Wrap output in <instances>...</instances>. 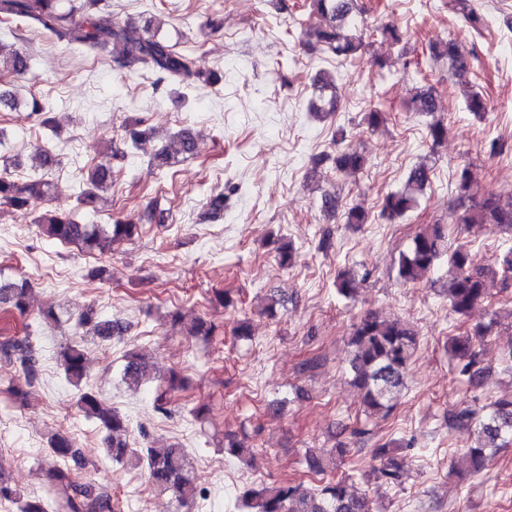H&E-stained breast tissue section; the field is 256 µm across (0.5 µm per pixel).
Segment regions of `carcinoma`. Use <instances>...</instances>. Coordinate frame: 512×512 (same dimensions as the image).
Segmentation results:
<instances>
[{
	"label": "carcinoma",
	"instance_id": "carcinoma-1",
	"mask_svg": "<svg viewBox=\"0 0 512 512\" xmlns=\"http://www.w3.org/2000/svg\"><path fill=\"white\" fill-rule=\"evenodd\" d=\"M103 0H0V21H14L25 28H38L49 32L58 42L86 56H95L107 45L121 47L120 64L129 71L147 70L155 76V84L176 82L191 88L201 80L215 84L221 77L210 71L197 69L195 58L176 49L159 36V29L147 23H114L106 11L99 8ZM311 13L318 22L304 27L303 34L309 45L321 46L330 56L343 62L361 55L366 47L365 35L352 26L355 0H309ZM437 57L448 59L457 73L465 72L473 56L460 50L453 42L441 43L432 48ZM30 70L29 57L20 49L0 41V78L12 75L25 77ZM314 91L323 102L314 106L317 114L337 109L336 81L329 72H320L314 78ZM11 110L23 109L25 118L44 130L53 129L51 112L42 100L33 95L20 103L10 92L0 90V106ZM411 111L432 115L438 111L435 96L430 91L419 92L411 101ZM367 128L376 131L387 122V113L373 106L364 113ZM195 139L188 130L175 135L170 144L159 148L150 161L157 169L170 167L180 156L193 154ZM118 152L112 151L88 169L84 187L78 195L79 205L95 208L99 193L112 187V160ZM318 166L332 161L337 173L355 175L366 164L364 153L344 147L335 155L323 153L312 157ZM430 184V168L418 164L409 171L403 187L387 194L380 205L377 218L393 220L411 212L424 196ZM51 184L42 176H0V205L16 209H30L49 197ZM471 173L469 166L459 169L457 204L451 211L455 224L477 227L483 224H499L512 232V201H504L498 195L487 193L481 197L470 194ZM224 193L210 194L206 199L205 215L217 218L224 214ZM40 232L64 244H74L88 253H102L119 240H131L139 234L136 224L117 220L112 224H81L69 216L49 211L36 218ZM448 259V280L444 285L451 310L467 315L476 305L486 301L487 287L501 281L508 288L512 280V250L502 260L483 267L472 265L468 250L458 246L448 250V231L442 224H429L418 232L408 249L399 255L397 276L404 284L423 282L437 267L442 258ZM358 272L348 269L336 279V292L348 299L357 289ZM29 283L22 281L8 286L0 284V306L25 314L29 309ZM497 324V312H492L488 324H478L448 338V352L458 361L459 375L474 383L483 378L481 345ZM76 325L93 333L103 341H110L123 333L121 323L99 317L97 311L86 308L79 314ZM351 354L349 373L352 383L363 392L367 411L389 414L397 398L407 386L410 361L419 345L417 332L399 319H386L375 313L362 316L353 326L349 337ZM65 380L78 391L77 408L83 415L96 421L107 433L106 452L113 461H136L144 467L155 490L171 493L185 507L203 496L184 448L173 443L154 447H133L126 440V417L115 408L103 405L99 395L88 384L86 357L82 345L74 341L63 347L57 357ZM23 383L14 386L12 394L19 404L25 403L24 386L38 380L39 372L30 351L18 348ZM149 363L134 350L125 354L122 380L137 385L146 377ZM183 380L175 372L164 378L163 386L155 397L156 409L167 411L171 395L182 388ZM448 428L456 431L475 430L482 444L467 449L471 470L481 473L489 459L505 443L512 441V397L503 398L480 409L464 408L448 418ZM404 443L391 439L373 449L376 465L371 470L374 480L381 485L400 483L406 467L402 454ZM48 450L59 460L71 461L74 467L58 468L50 473V479L64 483L73 491L67 502L68 512H115L111 494L98 491L78 482L73 468L81 466L73 438L66 431L53 434L48 440ZM253 450L233 433L224 434V455L241 462ZM17 505L18 512H50V506L40 497L26 496L0 476V502ZM242 512H371L370 501L364 495L349 490L346 480L330 479L320 485L283 480L268 486L250 488L240 497Z\"/></svg>",
	"mask_w": 512,
	"mask_h": 512
}]
</instances>
